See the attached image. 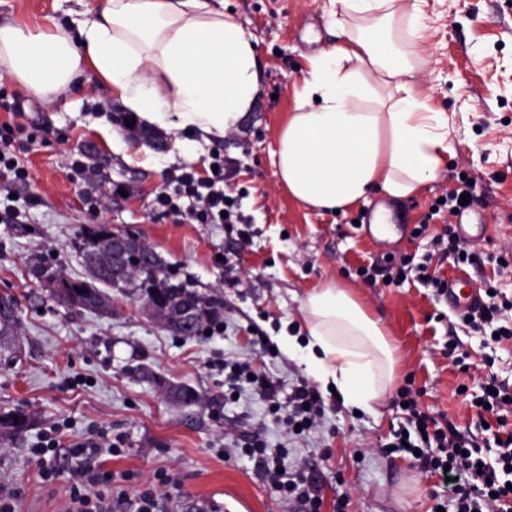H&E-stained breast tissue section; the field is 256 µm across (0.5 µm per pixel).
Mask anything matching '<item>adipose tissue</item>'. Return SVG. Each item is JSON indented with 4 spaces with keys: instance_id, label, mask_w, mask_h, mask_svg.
Instances as JSON below:
<instances>
[{
    "instance_id": "1",
    "label": "adipose tissue",
    "mask_w": 512,
    "mask_h": 512,
    "mask_svg": "<svg viewBox=\"0 0 512 512\" xmlns=\"http://www.w3.org/2000/svg\"><path fill=\"white\" fill-rule=\"evenodd\" d=\"M343 40L308 60L273 155L289 195L346 210L371 192L420 194L453 149L448 115L407 81L412 66L387 43L400 0H332ZM0 66L35 98L66 97L86 75L150 124L177 119L221 139L259 88L253 35L214 0H100L75 30L0 25ZM305 338L289 337L322 387L378 416L395 380L396 346L352 289L328 282L301 303Z\"/></svg>"
}]
</instances>
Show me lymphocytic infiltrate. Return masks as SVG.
Segmentation results:
<instances>
[{"mask_svg": "<svg viewBox=\"0 0 512 512\" xmlns=\"http://www.w3.org/2000/svg\"><path fill=\"white\" fill-rule=\"evenodd\" d=\"M0 110L12 114V121L0 124V178L15 184L26 181L28 172L20 165L16 154L26 151L34 132L26 131L17 118L25 110V100L18 92L0 88ZM210 174L200 175L196 170L183 169L174 179V186L162 189L155 197L158 207L170 208L173 197L191 202L186 215L199 224H230L234 221L233 206L219 184L224 180V165L220 156H213ZM262 398L270 401L273 412H284L288 433L310 432L324 406L318 389L299 384L287 403L277 398L276 384L267 375L251 373ZM399 398L404 401L405 429L414 433L408 442L415 453L414 462L426 472L447 474V488L453 502V512H512V490L507 489L512 479V431L502 434L498 444V458L487 463L481 450L469 435L458 429L445 428L422 411L410 387H402ZM60 427H51L44 435V447L33 449L32 454L42 459L46 453L66 446L69 455L83 458V466L73 474L68 487L69 512H155L158 490L170 484L166 473H158L155 481L141 490L135 498H128L124 489L115 482V476L102 464L103 456L119 455L108 431L100 430L72 444H64ZM244 455L257 459L259 466L267 468L274 487L288 498L301 503L304 512H321L323 499L314 479L292 474L285 468L284 455L267 456L261 441L244 448ZM44 481L56 476L55 466H41Z\"/></svg>", "mask_w": 512, "mask_h": 512, "instance_id": "lymphocytic-infiltrate-1", "label": "lymphocytic infiltrate"}]
</instances>
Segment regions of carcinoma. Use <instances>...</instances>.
I'll return each instance as SVG.
<instances>
[{"instance_id": "1", "label": "carcinoma", "mask_w": 512, "mask_h": 512, "mask_svg": "<svg viewBox=\"0 0 512 512\" xmlns=\"http://www.w3.org/2000/svg\"><path fill=\"white\" fill-rule=\"evenodd\" d=\"M135 118L133 112L124 113L118 118L128 135L140 137L149 143L164 141L161 134L138 122L132 127L125 125V121ZM74 248L82 258L83 276L76 279L66 277L56 261H40L32 269L34 278L48 285L59 303L69 308L108 313L112 310L109 290L127 288L136 293L144 305L154 301L156 296L168 301L176 295L184 298L195 311V336H203L221 325L224 302L220 297L199 293L195 283L178 279L158 257L149 263H133L132 256L112 247V229L108 225L85 227ZM0 304L3 305L0 309V366H7L19 357L16 338L20 327V309L11 295H0ZM152 314L173 333L184 334V319L179 304L156 307ZM15 415L18 416L16 420L13 419ZM26 424V415L21 411L12 415L0 414V430L19 432Z\"/></svg>"}]
</instances>
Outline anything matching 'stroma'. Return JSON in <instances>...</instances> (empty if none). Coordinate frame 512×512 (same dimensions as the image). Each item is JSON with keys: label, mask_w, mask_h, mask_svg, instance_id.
<instances>
[{"label": "stroma", "mask_w": 512, "mask_h": 512, "mask_svg": "<svg viewBox=\"0 0 512 512\" xmlns=\"http://www.w3.org/2000/svg\"><path fill=\"white\" fill-rule=\"evenodd\" d=\"M254 37L259 93L236 129L219 140L177 123L163 127L168 151L132 143L116 118L123 104L90 79L68 97L47 103L29 98L24 125L44 130L22 157L25 183L0 191V294L21 308L23 360L0 368V412L23 411L30 424L0 436V488H20L17 512H65L67 472L80 460L59 451L63 475L45 487L29 450L49 425L67 422L73 436L105 429L123 448L108 460L130 471L129 495L162 470L175 483L158 498V512H302L283 499L255 461L241 453L253 440L269 451L284 448L288 465L322 485V512H333L337 493L348 512H431L438 478L401 452L390 450L406 380L436 419L470 429L487 459H495L493 431L480 423L471 399L489 377L512 388V341L487 342L460 326L445 299L418 282L394 288L366 284L359 267L392 256L426 254L428 238L405 234L376 245L364 216L381 193L341 213L312 211L281 184L271 152L294 108L293 90L308 59L339 44L330 0H224ZM76 0H0V24L68 26ZM424 39L411 80L430 105L448 115L453 155L439 176L393 208L417 226L440 197L466 175L476 182L463 215L441 211L430 235L448 224L489 225L471 247L485 261L469 268L475 281L495 276L488 257L512 249V0H421ZM224 158L226 195L236 201L239 224H199L161 212L153 199L184 167L202 171L213 153ZM96 168L98 183L71 171L72 160ZM36 206H29V199ZM107 224L145 240L180 278L224 300V324L206 336L172 334L142 311L135 296L112 293L105 315L58 304L29 273L37 259L62 260L80 273L73 241L82 229ZM331 281L353 289L387 328L398 348L397 378L384 393L378 417L355 415L335 392L324 393V412L308 434L289 435L252 384H228V369L250 364L278 385L287 402L314 378L300 353L285 352L281 336L302 335L300 304L312 288ZM263 344H255L254 336ZM456 342L464 356L446 354ZM191 387L198 403L174 402L166 387ZM466 393H459V386Z\"/></svg>", "instance_id": "stroma-1"}]
</instances>
